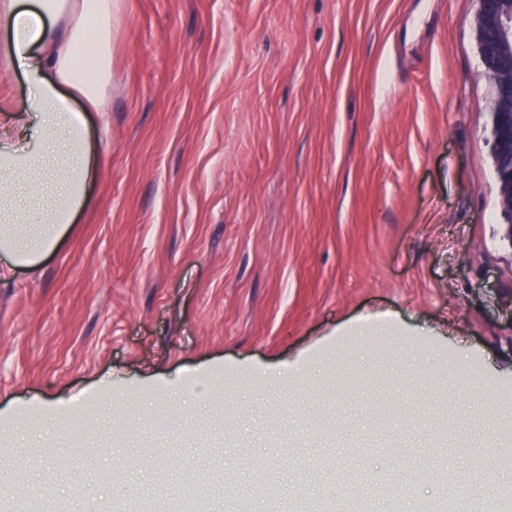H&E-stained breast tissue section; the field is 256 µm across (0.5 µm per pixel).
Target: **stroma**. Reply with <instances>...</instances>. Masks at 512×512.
Segmentation results:
<instances>
[{
    "instance_id": "stroma-1",
    "label": "stroma",
    "mask_w": 512,
    "mask_h": 512,
    "mask_svg": "<svg viewBox=\"0 0 512 512\" xmlns=\"http://www.w3.org/2000/svg\"><path fill=\"white\" fill-rule=\"evenodd\" d=\"M96 174L0 282V489L512 512V243L475 0H117ZM376 330L357 335L364 322ZM429 476L414 478L416 468Z\"/></svg>"
}]
</instances>
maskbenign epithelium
<instances>
[{
	"label": "benign epithelium",
	"instance_id": "1",
	"mask_svg": "<svg viewBox=\"0 0 512 512\" xmlns=\"http://www.w3.org/2000/svg\"><path fill=\"white\" fill-rule=\"evenodd\" d=\"M491 89V159L499 197V224L512 245V0H476L470 21Z\"/></svg>",
	"mask_w": 512,
	"mask_h": 512
}]
</instances>
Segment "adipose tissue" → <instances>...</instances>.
<instances>
[{"instance_id":"1","label":"adipose tissue","mask_w":512,"mask_h":512,"mask_svg":"<svg viewBox=\"0 0 512 512\" xmlns=\"http://www.w3.org/2000/svg\"><path fill=\"white\" fill-rule=\"evenodd\" d=\"M112 37V0H0V61L31 88L27 106L0 121L2 279L40 266L88 202L86 122L61 89L102 108Z\"/></svg>"}]
</instances>
